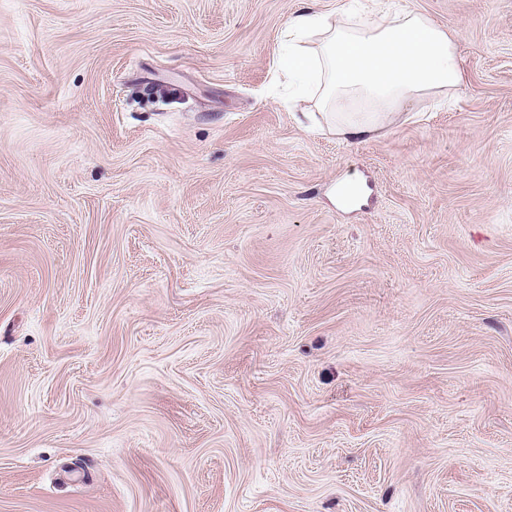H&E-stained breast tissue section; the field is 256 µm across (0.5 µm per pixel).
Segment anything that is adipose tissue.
<instances>
[{"label":"adipose tissue","mask_w":512,"mask_h":512,"mask_svg":"<svg viewBox=\"0 0 512 512\" xmlns=\"http://www.w3.org/2000/svg\"><path fill=\"white\" fill-rule=\"evenodd\" d=\"M458 35L391 0L380 19L339 27L312 12L289 20L278 59L291 87L310 92L337 136L365 140L403 100L447 98L462 75Z\"/></svg>","instance_id":"ef3b65f1"}]
</instances>
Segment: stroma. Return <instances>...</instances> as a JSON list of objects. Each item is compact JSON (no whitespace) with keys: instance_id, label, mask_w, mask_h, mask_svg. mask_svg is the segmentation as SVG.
I'll return each mask as SVG.
<instances>
[{"instance_id":"obj_1","label":"stroma","mask_w":512,"mask_h":512,"mask_svg":"<svg viewBox=\"0 0 512 512\" xmlns=\"http://www.w3.org/2000/svg\"><path fill=\"white\" fill-rule=\"evenodd\" d=\"M344 0H0V512H512V0L346 142Z\"/></svg>"}]
</instances>
